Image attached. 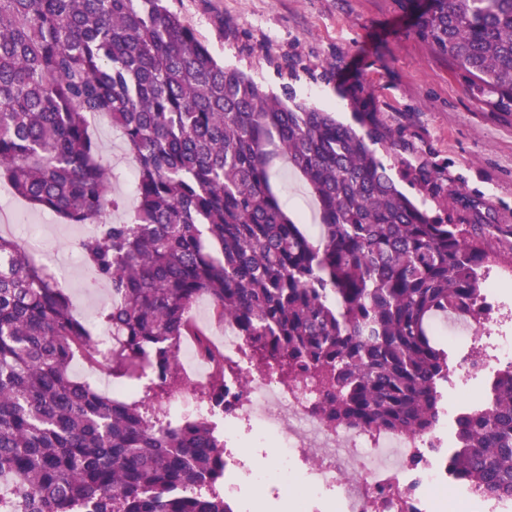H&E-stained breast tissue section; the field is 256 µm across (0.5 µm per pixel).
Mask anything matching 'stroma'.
<instances>
[{"instance_id": "1", "label": "stroma", "mask_w": 512, "mask_h": 512, "mask_svg": "<svg viewBox=\"0 0 512 512\" xmlns=\"http://www.w3.org/2000/svg\"><path fill=\"white\" fill-rule=\"evenodd\" d=\"M213 55L279 97L333 112L350 124L371 113L393 144L377 153L398 189L447 224L498 226L474 236L489 256L487 283L512 305V112L474 96L466 78L416 33L404 0H171ZM90 133L112 171V193L132 197L133 164L119 132L100 119ZM288 214L318 234L317 206L286 163L273 177ZM75 313L96 317L111 301L67 272Z\"/></svg>"}]
</instances>
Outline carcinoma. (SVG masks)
Returning a JSON list of instances; mask_svg holds the SVG:
<instances>
[{
  "label": "carcinoma",
  "instance_id": "cac0c4a2",
  "mask_svg": "<svg viewBox=\"0 0 512 512\" xmlns=\"http://www.w3.org/2000/svg\"><path fill=\"white\" fill-rule=\"evenodd\" d=\"M416 32L472 93L512 111V0H406ZM112 121L136 171L129 221L109 193L88 117ZM286 102L224 66L169 0H0V180L69 223L112 304V379L144 366L143 396L75 379L95 358L87 323L54 270L0 236V512H234L224 479V359L191 310L202 297L244 337L243 354L285 385L303 381L325 422L434 429L448 352L435 315L483 299L488 255L457 224L415 206L374 145L392 135L362 113ZM284 159L315 197L309 236L271 184ZM216 367L212 415L173 418L183 340ZM454 465L512 499V365L455 419Z\"/></svg>",
  "mask_w": 512,
  "mask_h": 512
}]
</instances>
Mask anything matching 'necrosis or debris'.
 <instances>
[{"label": "necrosis or debris", "mask_w": 512, "mask_h": 512, "mask_svg": "<svg viewBox=\"0 0 512 512\" xmlns=\"http://www.w3.org/2000/svg\"><path fill=\"white\" fill-rule=\"evenodd\" d=\"M242 339L224 327V360L234 366L224 375V438L278 436L280 479L262 478L256 467L230 458L225 484L264 482L279 497L291 472L303 479L294 490L297 512H440L439 492L452 490L467 512H512V500L492 501L456 475L454 450L441 429L408 433L399 429L364 430L324 422L316 396L305 384L283 386L257 372L241 353ZM512 363V336L498 337L491 353L465 354L454 371L479 381Z\"/></svg>", "instance_id": "4bbe7bcc"}]
</instances>
